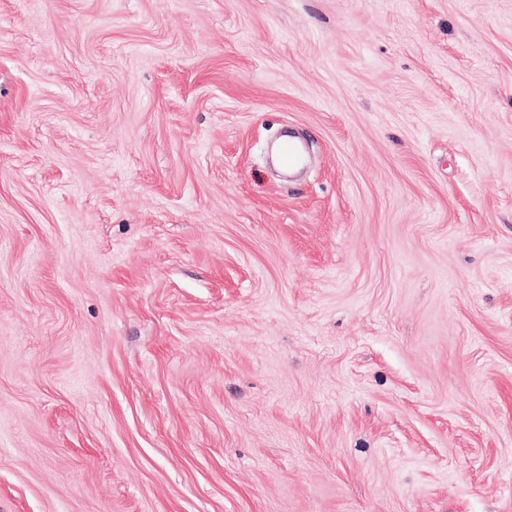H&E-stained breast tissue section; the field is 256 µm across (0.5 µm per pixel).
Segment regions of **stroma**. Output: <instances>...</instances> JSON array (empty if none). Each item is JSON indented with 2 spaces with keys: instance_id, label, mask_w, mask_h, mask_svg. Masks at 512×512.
I'll return each mask as SVG.
<instances>
[{
  "instance_id": "stroma-1",
  "label": "stroma",
  "mask_w": 512,
  "mask_h": 512,
  "mask_svg": "<svg viewBox=\"0 0 512 512\" xmlns=\"http://www.w3.org/2000/svg\"><path fill=\"white\" fill-rule=\"evenodd\" d=\"M0 512H512V0H0Z\"/></svg>"
}]
</instances>
